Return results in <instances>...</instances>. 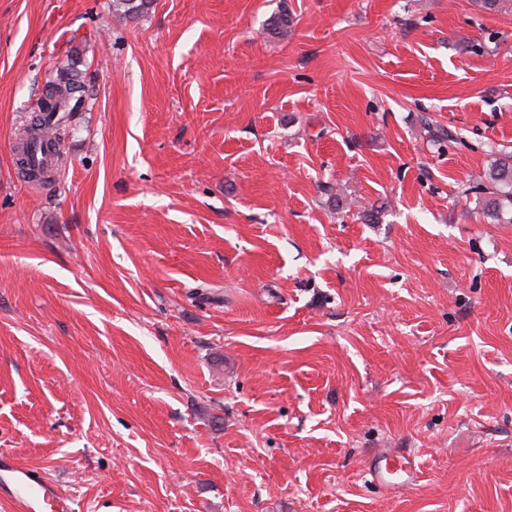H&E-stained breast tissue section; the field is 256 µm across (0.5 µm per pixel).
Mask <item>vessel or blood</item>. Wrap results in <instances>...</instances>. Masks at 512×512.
Instances as JSON below:
<instances>
[{
	"label": "vessel or blood",
	"mask_w": 512,
	"mask_h": 512,
	"mask_svg": "<svg viewBox=\"0 0 512 512\" xmlns=\"http://www.w3.org/2000/svg\"><path fill=\"white\" fill-rule=\"evenodd\" d=\"M370 476L383 486L396 482L410 485L417 480L411 454L393 450L380 454ZM0 502L14 506L17 512H43L47 507L54 512H71L68 497L57 485L44 481L35 468L5 452H0Z\"/></svg>",
	"instance_id": "vessel-or-blood-1"
}]
</instances>
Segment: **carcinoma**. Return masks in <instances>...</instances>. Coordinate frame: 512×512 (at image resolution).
<instances>
[{
  "label": "carcinoma",
  "instance_id": "carcinoma-1",
  "mask_svg": "<svg viewBox=\"0 0 512 512\" xmlns=\"http://www.w3.org/2000/svg\"><path fill=\"white\" fill-rule=\"evenodd\" d=\"M150 3L151 0H112V15L128 22L142 15ZM292 26L293 18L281 12L270 19L267 30L275 37L285 38ZM55 88L47 100L40 102L36 121L24 128L17 144L19 162L29 179L41 183L52 180L57 173L61 131L86 103L81 87L64 73ZM427 133L429 141L439 146L457 141L453 132L438 125H427ZM489 158L483 179L469 187V192L475 194L474 210L496 224H512V152L495 149L490 151Z\"/></svg>",
  "mask_w": 512,
  "mask_h": 512
}]
</instances>
